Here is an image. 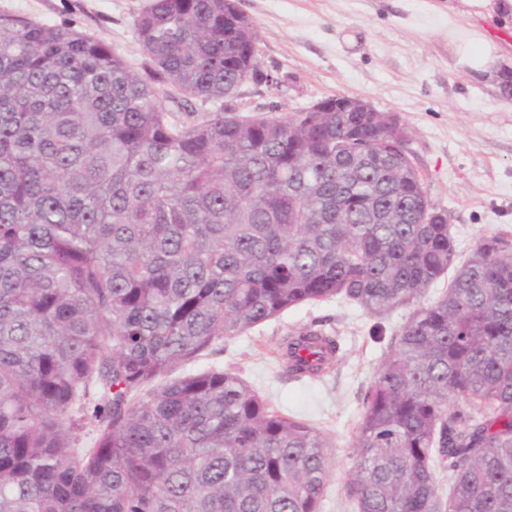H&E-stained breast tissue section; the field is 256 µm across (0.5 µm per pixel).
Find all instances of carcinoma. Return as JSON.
Wrapping results in <instances>:
<instances>
[{
  "mask_svg": "<svg viewBox=\"0 0 512 512\" xmlns=\"http://www.w3.org/2000/svg\"><path fill=\"white\" fill-rule=\"evenodd\" d=\"M133 28L141 72L0 12V512H319L322 433L234 372L170 373L338 297L417 304L364 396L357 512H512V244L458 262L374 112L196 109L279 86L236 0H149ZM341 352L311 324L277 359L317 381Z\"/></svg>",
  "mask_w": 512,
  "mask_h": 512,
  "instance_id": "1",
  "label": "carcinoma"
}]
</instances>
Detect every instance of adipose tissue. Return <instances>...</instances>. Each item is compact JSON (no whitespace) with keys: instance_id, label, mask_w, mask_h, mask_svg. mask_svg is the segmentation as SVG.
Masks as SVG:
<instances>
[{"instance_id":"1","label":"adipose tissue","mask_w":512,"mask_h":512,"mask_svg":"<svg viewBox=\"0 0 512 512\" xmlns=\"http://www.w3.org/2000/svg\"><path fill=\"white\" fill-rule=\"evenodd\" d=\"M512 26V0H456L448 7V67L477 84L512 79V57L484 27V20Z\"/></svg>"}]
</instances>
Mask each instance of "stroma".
<instances>
[{
	"label": "stroma",
	"instance_id": "stroma-1",
	"mask_svg": "<svg viewBox=\"0 0 512 512\" xmlns=\"http://www.w3.org/2000/svg\"><path fill=\"white\" fill-rule=\"evenodd\" d=\"M147 0H0L6 10L49 24L73 25L123 56L131 68L145 57L133 20ZM254 22L261 68L280 87L245 85L239 114L281 118L336 95L358 97L406 127L405 151L432 205L448 215L460 259L498 234L512 241V99L501 89L472 86L448 68V0H238ZM410 307L374 319L361 307L331 299L302 304L214 344L185 365L237 373L281 415L314 425L330 444L331 467L320 512H356L345 483L362 402ZM323 324L343 353L320 381L280 373L277 345L289 332Z\"/></svg>",
	"mask_w": 512,
	"mask_h": 512
}]
</instances>
